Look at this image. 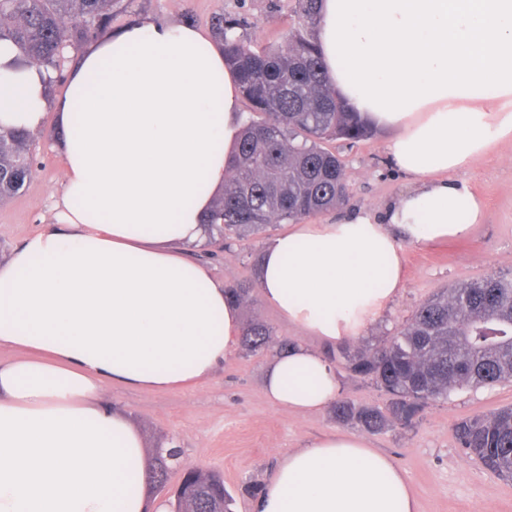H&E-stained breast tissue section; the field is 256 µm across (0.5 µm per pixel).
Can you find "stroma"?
Returning <instances> with one entry per match:
<instances>
[{
	"mask_svg": "<svg viewBox=\"0 0 512 512\" xmlns=\"http://www.w3.org/2000/svg\"><path fill=\"white\" fill-rule=\"evenodd\" d=\"M296 0H116L112 28L145 18L189 23L210 31L215 13L245 18L243 35L251 44H277L295 19ZM388 133L375 130L355 144L332 142L344 163L350 199L347 212L382 213L406 188L409 179L391 161ZM32 173L20 193L0 204V259L39 230L53 226L54 202L63 170L53 124L34 135ZM482 197L483 224L469 238L429 247L406 245L404 287L385 312L368 323L345 348L330 356L342 396L360 405L386 408L388 395L367 379L353 376L343 350L383 342L396 325L442 288H451L497 272L512 275V141L459 172ZM275 224L265 234L234 242L191 248V260L206 264L221 283L249 287L240 303L242 323L260 319L275 337L297 341L302 331L288 325L262 298L257 267L269 237L283 232ZM272 352L251 356L236 350L207 382L180 390H150L121 385L108 387L107 400L122 409L144 435L149 447L175 441L181 466L221 473L233 498V512H250V502L273 473L281 454L304 447L323 434L342 431L332 409L288 412L275 407L264 392L263 371ZM512 405V381L489 388L452 392L448 400L428 404L409 424H397L380 434H367L370 446L388 454L405 474L417 512H512V480L491 474L460 451L452 427L462 418Z\"/></svg>",
	"mask_w": 512,
	"mask_h": 512,
	"instance_id": "35a3bbf8",
	"label": "stroma"
}]
</instances>
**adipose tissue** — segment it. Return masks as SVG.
<instances>
[{
  "instance_id": "ef3b65f1",
  "label": "adipose tissue",
  "mask_w": 512,
  "mask_h": 512,
  "mask_svg": "<svg viewBox=\"0 0 512 512\" xmlns=\"http://www.w3.org/2000/svg\"><path fill=\"white\" fill-rule=\"evenodd\" d=\"M316 41L338 98L390 134L410 178L379 216L293 224L264 248L259 286L288 324L356 339L404 286V246L468 235L485 219L458 171L512 141V0H319ZM0 44V128L55 115L56 224L0 259V512H163L145 484L144 436L104 390L185 389L241 336L223 284L186 252L223 192L242 131L236 77L202 30L147 19L81 53L65 93ZM271 402L333 403L331 360L295 342L265 372ZM251 512H416L403 472L354 435L280 458Z\"/></svg>"
}]
</instances>
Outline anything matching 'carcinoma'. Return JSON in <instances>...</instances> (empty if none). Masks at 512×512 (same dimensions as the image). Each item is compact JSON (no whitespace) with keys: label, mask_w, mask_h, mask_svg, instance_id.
<instances>
[{"label":"carcinoma","mask_w":512,"mask_h":512,"mask_svg":"<svg viewBox=\"0 0 512 512\" xmlns=\"http://www.w3.org/2000/svg\"><path fill=\"white\" fill-rule=\"evenodd\" d=\"M113 0H0V41L17 48L16 64L60 72L65 51L104 30ZM297 22L275 47L246 43L242 18H212L225 65L238 78L248 108L229 165L224 192L213 198L207 227L223 247L272 224H297L343 207L348 186L340 157L327 142L359 141L370 126L336 98L307 30L318 24L317 0H297ZM28 133L0 130V203L15 197L31 174ZM293 344L274 339L260 320L242 336L246 354ZM348 371L391 396L388 411L348 398L333 405L336 422L381 433L408 422L415 410L463 388L512 380V277L490 273L445 289L421 304L384 343L344 352ZM463 453L486 470L512 479V406L465 419L455 428ZM180 450L154 453L149 486L165 485ZM172 512H229L224 478L189 471L171 501Z\"/></svg>","instance_id":"cac0c4a2"}]
</instances>
